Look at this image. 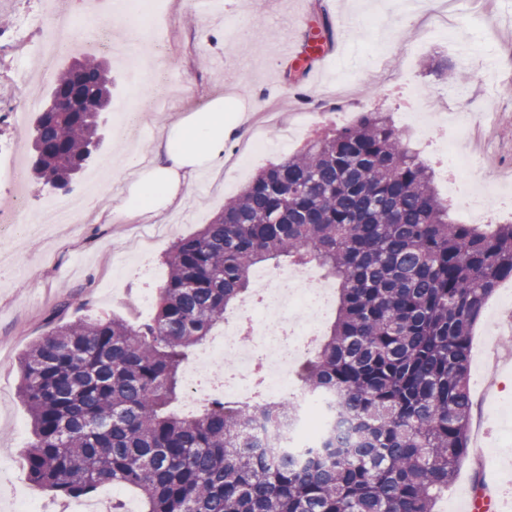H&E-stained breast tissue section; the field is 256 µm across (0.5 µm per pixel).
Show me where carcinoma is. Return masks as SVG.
Listing matches in <instances>:
<instances>
[{"label":"carcinoma","instance_id":"1","mask_svg":"<svg viewBox=\"0 0 512 512\" xmlns=\"http://www.w3.org/2000/svg\"><path fill=\"white\" fill-rule=\"evenodd\" d=\"M111 84L95 55L52 78L33 134L38 192L89 160ZM271 262H316L338 290L300 381L357 426L328 427L301 463L252 434L291 403L172 409L189 351ZM165 264L150 321L78 319L22 355L33 482L63 498L121 485L146 512H436L468 452L470 336L512 279L511 223H455L409 133L364 112L262 169Z\"/></svg>","mask_w":512,"mask_h":512}]
</instances>
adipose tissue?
<instances>
[{"label": "adipose tissue", "mask_w": 512, "mask_h": 512, "mask_svg": "<svg viewBox=\"0 0 512 512\" xmlns=\"http://www.w3.org/2000/svg\"><path fill=\"white\" fill-rule=\"evenodd\" d=\"M249 116L232 95H216L202 107L164 125L149 164H136L127 179L117 217H158L179 205L188 182L204 171L221 172L226 148L248 132Z\"/></svg>", "instance_id": "adipose-tissue-1"}]
</instances>
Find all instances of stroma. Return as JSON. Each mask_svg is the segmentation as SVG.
<instances>
[{"mask_svg":"<svg viewBox=\"0 0 512 512\" xmlns=\"http://www.w3.org/2000/svg\"><path fill=\"white\" fill-rule=\"evenodd\" d=\"M140 24L169 33L173 53L159 61L152 40L136 47L134 61L105 56L112 76V109L103 115V138L95 156L112 170L96 208L71 224L57 225L44 239L25 237L0 243L8 258L0 267V512H15L14 500L38 498L47 512L60 500L35 484L15 457L34 441L31 418L18 392L22 354L56 325L79 318L108 319L119 315L144 322L149 312H137L141 289L157 292L167 277L164 258L174 242L210 223L225 201L239 194L258 171L301 149L318 128L305 121L307 112H332L336 126L353 123L363 112L422 113L425 122L407 121L422 159L436 171V191L452 202L456 184L447 180L431 131L443 113H455L461 124L457 146L480 155L490 166L512 167V135L506 115H512V0H458L447 26L430 13L436 0H420L407 15L401 0H214L202 12L196 0H173L158 11L154 0H127ZM333 24L334 47L312 74L295 83L290 65L281 61L275 45L284 33L303 38L316 32L318 15ZM223 28L230 35L223 47L204 43L203 28ZM449 62L468 69L471 80L463 96L440 65ZM164 67L175 98L162 105L152 84L135 89V77ZM235 91L252 116L273 111L264 136L269 149L239 175L226 179L202 175L185 189L182 205L163 216L167 235L150 246L136 237L140 218L108 222L124 187V153L151 158L150 144L162 124L178 120L203 106L221 90ZM51 90L47 80H31L22 94L0 97V151L22 164L31 160L33 122ZM144 107L141 133L129 141L116 127L113 109L128 103ZM471 196L489 203L486 225L512 222V181L495 187L470 184ZM491 376L486 393H473L470 438L501 448L497 462H481L469 452L459 466L439 512H459L472 491L476 471L495 479L503 512H512V481L502 476L505 459H512V412H490L487 402L512 392V348Z\"/></svg>","mask_w":512,"mask_h":512,"instance_id":"stroma-1","label":"stroma"}]
</instances>
